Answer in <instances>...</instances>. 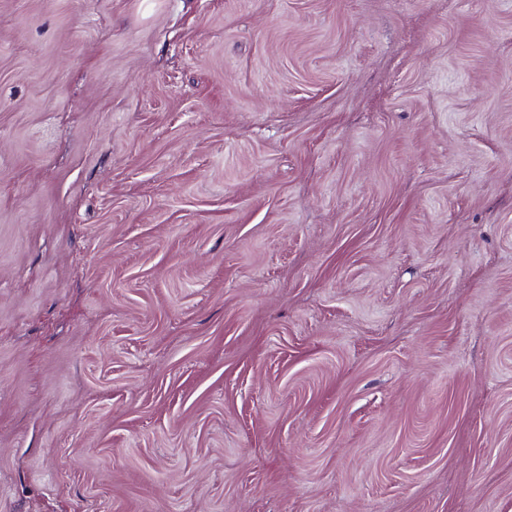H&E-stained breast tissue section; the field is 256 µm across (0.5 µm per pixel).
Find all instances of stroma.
I'll list each match as a JSON object with an SVG mask.
<instances>
[{
    "label": "stroma",
    "instance_id": "obj_1",
    "mask_svg": "<svg viewBox=\"0 0 512 512\" xmlns=\"http://www.w3.org/2000/svg\"><path fill=\"white\" fill-rule=\"evenodd\" d=\"M0 512H512V0H0Z\"/></svg>",
    "mask_w": 512,
    "mask_h": 512
}]
</instances>
